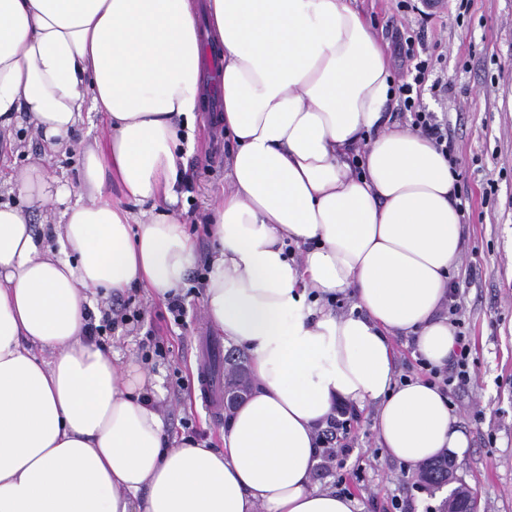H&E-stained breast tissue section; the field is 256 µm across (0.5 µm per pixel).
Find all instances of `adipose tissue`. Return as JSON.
Returning a JSON list of instances; mask_svg holds the SVG:
<instances>
[{
	"instance_id": "1",
	"label": "adipose tissue",
	"mask_w": 512,
	"mask_h": 512,
	"mask_svg": "<svg viewBox=\"0 0 512 512\" xmlns=\"http://www.w3.org/2000/svg\"><path fill=\"white\" fill-rule=\"evenodd\" d=\"M204 37L236 143L206 215L205 314L256 380L220 450L172 438L162 379L85 334L95 300H167L195 265L169 206L177 125L207 98ZM392 87L355 0H0V130L28 116L49 153L83 113L108 131L79 194L40 165L16 182L51 226L0 203V512H361L311 481L340 401L377 405L398 461L463 455L447 395L395 378L391 336L437 368L454 352L440 311L463 225L447 158L386 115ZM329 294L355 310L318 305Z\"/></svg>"
}]
</instances>
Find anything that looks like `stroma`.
I'll return each instance as SVG.
<instances>
[{
	"label": "stroma",
	"mask_w": 512,
	"mask_h": 512,
	"mask_svg": "<svg viewBox=\"0 0 512 512\" xmlns=\"http://www.w3.org/2000/svg\"><path fill=\"white\" fill-rule=\"evenodd\" d=\"M385 43L396 30H423L426 44H438L435 75L448 81L447 98L423 90L426 110L444 115L455 145L458 182L466 197L463 222L466 240L461 268L470 278L461 288L466 307L465 330L471 340L472 381L457 391L454 415L469 446L453 458L456 476L472 490L477 512H512V0H471L459 12L457 0H437L428 20L403 15L396 0H358ZM98 113L84 114L66 154L46 156L39 135L26 123L0 132V155L18 174L33 164L45 165L71 191L82 185V142L85 134L102 135ZM187 170L178 182L177 210L196 244L197 263L206 265L212 240L204 216L227 185L233 143L207 113L179 126ZM185 325H176L166 303L150 299L144 289L125 290L121 298L142 314L140 322L119 326L99 339L121 354H134L160 375L166 390L161 412L167 431L184 438L216 439L222 423L212 421L201 406L196 384L198 349L206 340L222 345L219 365L244 375L252 373L250 355L224 344L223 334L204 313L203 288H184ZM155 336L158 352L143 344ZM352 448L339 469H315L314 484L336 489L345 484L362 512H386L392 498L408 502V512H444L445 490L419 491L401 480L404 465L386 454L376 427L377 409L359 410Z\"/></svg>",
	"instance_id": "1"
}]
</instances>
